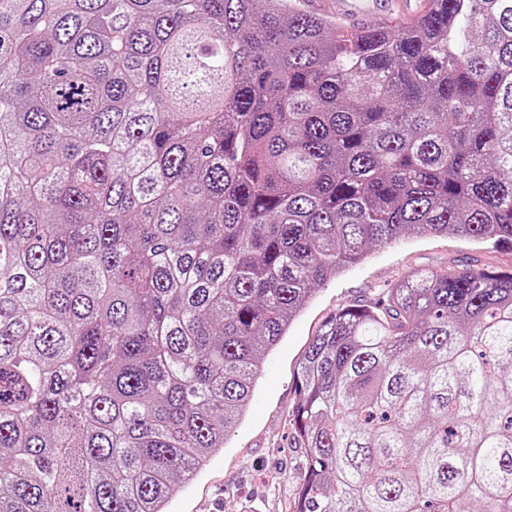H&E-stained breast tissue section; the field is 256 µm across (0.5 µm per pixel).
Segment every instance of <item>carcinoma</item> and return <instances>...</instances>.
<instances>
[{"instance_id":"1","label":"carcinoma","mask_w":512,"mask_h":512,"mask_svg":"<svg viewBox=\"0 0 512 512\" xmlns=\"http://www.w3.org/2000/svg\"><path fill=\"white\" fill-rule=\"evenodd\" d=\"M407 234L512 243V0H0V512H165ZM297 391L291 512H512V273L336 310ZM297 2H299L303 9L329 15L335 19L336 17L339 18L344 23V26H347L349 29L362 23H369L373 21H381L389 25H396L400 23L395 15L385 14L382 16L379 14V9L382 10L384 8V5H382V8L378 6L380 3L379 0H354L353 2H355L357 5L355 12H352L344 17H339L336 15L334 9L329 3L332 1L297 0ZM312 2H317V5ZM353 2L350 0H336V9L338 13L344 15L352 11Z\"/></svg>"}]
</instances>
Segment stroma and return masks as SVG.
I'll return each mask as SVG.
<instances>
[{
	"mask_svg": "<svg viewBox=\"0 0 512 512\" xmlns=\"http://www.w3.org/2000/svg\"><path fill=\"white\" fill-rule=\"evenodd\" d=\"M474 266L512 273V246L486 249L470 238L410 234L376 246L344 274L319 287L264 360L248 414L230 433L224 451L177 496L169 512H287L299 491L306 457L288 425L297 371L328 318L347 304L380 303L415 271Z\"/></svg>",
	"mask_w": 512,
	"mask_h": 512,
	"instance_id": "obj_1",
	"label": "stroma"
}]
</instances>
